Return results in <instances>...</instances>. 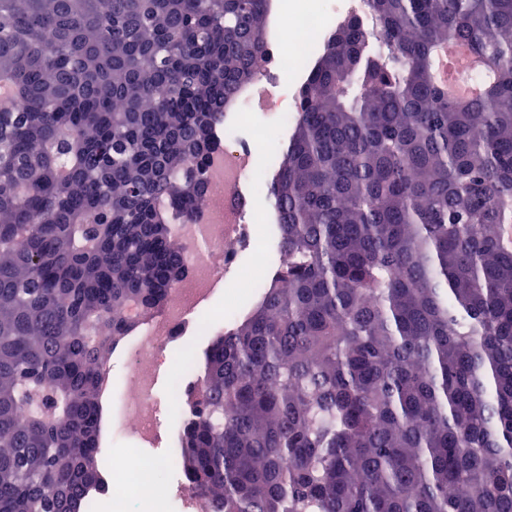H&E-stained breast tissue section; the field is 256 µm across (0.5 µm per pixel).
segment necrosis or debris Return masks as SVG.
<instances>
[{"label": "necrosis or debris", "mask_w": 512, "mask_h": 512, "mask_svg": "<svg viewBox=\"0 0 512 512\" xmlns=\"http://www.w3.org/2000/svg\"><path fill=\"white\" fill-rule=\"evenodd\" d=\"M333 13L328 4L313 12L280 10L278 24L287 29L289 37L281 39L278 32L268 37L256 66L257 76H264L271 62L285 55L301 64L307 62ZM287 101L284 86L269 84L258 94L245 95L240 109L225 113L223 121L217 124L214 135L218 146L207 164L204 193L193 217L177 221L174 226L186 272L165 303L134 329L127 348L130 372L124 389L112 395L113 436L131 440L138 447L161 441L162 406L181 412L187 396L199 383L194 372H186L176 381L167 403H160L156 387L167 351L187 345L202 315L222 294L225 274L236 267L241 256H248L259 269L269 263V246L258 238L252 214L247 208L236 206L234 198L238 190L251 184L255 170L254 145L260 130L253 124V117L266 116L280 125H288L294 109ZM174 467L175 460L170 454L144 456L134 464L119 455L112 459L108 486L128 487L144 495L171 493L180 500L185 512H202L200 500L187 482H178L173 487L160 483L159 473Z\"/></svg>", "instance_id": "necrosis-or-debris-1"}]
</instances>
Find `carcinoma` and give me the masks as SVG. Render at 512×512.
Returning <instances> with one entry per match:
<instances>
[{"label":"carcinoma","instance_id":"1","mask_svg":"<svg viewBox=\"0 0 512 512\" xmlns=\"http://www.w3.org/2000/svg\"><path fill=\"white\" fill-rule=\"evenodd\" d=\"M369 7L299 89L280 267L183 416L207 512H512V0ZM268 12L0 0V512L90 509L103 367L178 284ZM448 42L478 97L433 83Z\"/></svg>","mask_w":512,"mask_h":512}]
</instances>
